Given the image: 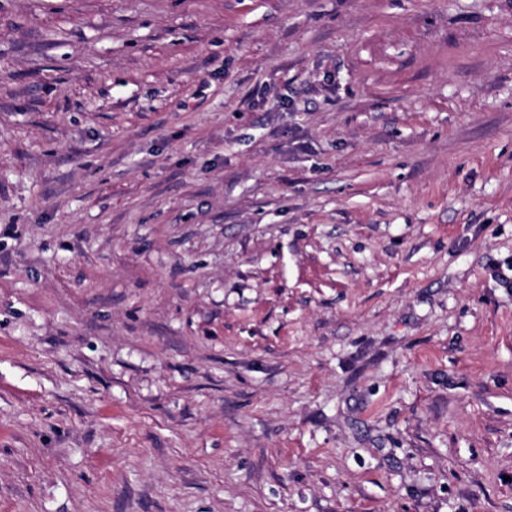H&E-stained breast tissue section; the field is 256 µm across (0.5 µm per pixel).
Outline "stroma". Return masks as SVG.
<instances>
[{"instance_id": "35a3bbf8", "label": "stroma", "mask_w": 512, "mask_h": 512, "mask_svg": "<svg viewBox=\"0 0 512 512\" xmlns=\"http://www.w3.org/2000/svg\"><path fill=\"white\" fill-rule=\"evenodd\" d=\"M0 512H512V0H0Z\"/></svg>"}]
</instances>
